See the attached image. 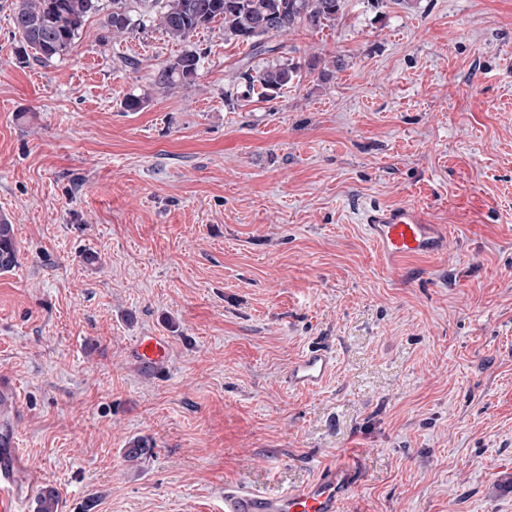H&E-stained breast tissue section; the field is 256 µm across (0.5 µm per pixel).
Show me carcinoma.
Instances as JSON below:
<instances>
[{"instance_id": "obj_1", "label": "carcinoma", "mask_w": 512, "mask_h": 512, "mask_svg": "<svg viewBox=\"0 0 512 512\" xmlns=\"http://www.w3.org/2000/svg\"><path fill=\"white\" fill-rule=\"evenodd\" d=\"M107 24L112 35L133 32L149 18L174 41L185 42L198 29L217 20L224 24V39L248 46V59L237 72L246 92L270 101L298 81L302 64L288 56V47L267 45L266 36L305 26L314 31L331 27L343 16L345 0H110ZM103 9L102 0H15L12 22L19 37V54L50 61L72 48L87 17ZM277 52L271 64L256 69L251 60ZM201 55L185 49L166 62L155 76L157 84L172 88L195 81ZM13 225L0 218V270L17 263ZM151 452L144 440L125 449L124 458L137 463ZM59 492L50 486L38 501L36 512H58Z\"/></svg>"}]
</instances>
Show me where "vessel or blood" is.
Returning <instances> with one entry per match:
<instances>
[{
  "label": "vessel or blood",
  "instance_id": "b4317fda",
  "mask_svg": "<svg viewBox=\"0 0 512 512\" xmlns=\"http://www.w3.org/2000/svg\"><path fill=\"white\" fill-rule=\"evenodd\" d=\"M359 221L389 264L415 257L436 258L447 249L445 231L430 223L424 211L415 206L372 203L362 209ZM169 352L168 337L150 334L136 340L130 357L144 372L152 373L166 368ZM333 363L326 346H311L291 364L286 382L299 392L318 389ZM23 412L18 386L1 379L0 512H25L47 482L42 470L30 464L18 447L14 421ZM361 480L362 471L356 463L336 462L325 465L311 483L274 495L228 485L224 488V512H342Z\"/></svg>",
  "mask_w": 512,
  "mask_h": 512
}]
</instances>
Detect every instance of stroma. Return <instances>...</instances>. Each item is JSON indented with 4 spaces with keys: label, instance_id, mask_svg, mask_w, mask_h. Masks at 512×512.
I'll return each instance as SVG.
<instances>
[{
    "label": "stroma",
    "instance_id": "obj_1",
    "mask_svg": "<svg viewBox=\"0 0 512 512\" xmlns=\"http://www.w3.org/2000/svg\"><path fill=\"white\" fill-rule=\"evenodd\" d=\"M13 3L0 377L58 512H222L225 485L279 493L340 461L363 474L346 512H512V0H346L334 27L268 37L345 62L271 101L245 96L221 22L116 38L101 12L23 61ZM187 47L197 79L156 85ZM372 202L421 207L447 254L387 265ZM144 333L170 339L156 375L127 356ZM314 343L333 373L288 390ZM18 249L13 224L0 218V270L7 271L17 263Z\"/></svg>",
    "mask_w": 512,
    "mask_h": 512
}]
</instances>
